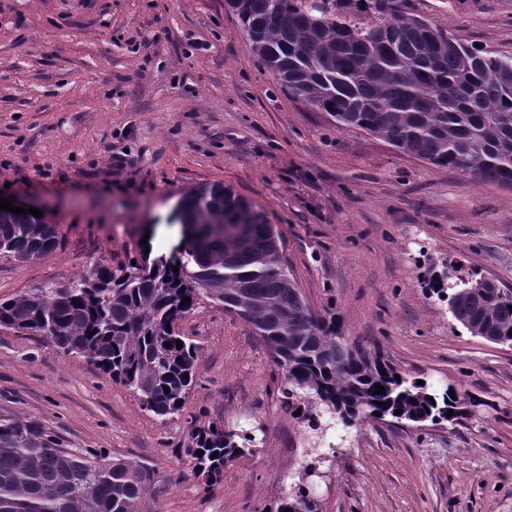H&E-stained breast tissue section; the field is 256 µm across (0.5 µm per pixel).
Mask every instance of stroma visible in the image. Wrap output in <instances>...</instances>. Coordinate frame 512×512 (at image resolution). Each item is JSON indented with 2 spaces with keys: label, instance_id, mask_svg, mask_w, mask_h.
Here are the masks:
<instances>
[{
  "label": "stroma",
  "instance_id": "1",
  "mask_svg": "<svg viewBox=\"0 0 512 512\" xmlns=\"http://www.w3.org/2000/svg\"><path fill=\"white\" fill-rule=\"evenodd\" d=\"M462 40L512 57V0H403ZM221 184L280 234L311 304L349 342L472 405L437 426L281 408L282 370L212 302L179 330L197 384L164 417L87 358L0 329V419L35 420L71 451L145 466L138 512H269L318 463V512H512V347L471 335L424 276L455 264L512 288V189L472 182L291 99L225 0H0V198L42 212L60 243L0 258V298L139 258L182 193ZM217 424L254 453L206 486L183 449Z\"/></svg>",
  "mask_w": 512,
  "mask_h": 512
}]
</instances>
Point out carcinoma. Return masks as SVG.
I'll return each instance as SVG.
<instances>
[{"mask_svg":"<svg viewBox=\"0 0 512 512\" xmlns=\"http://www.w3.org/2000/svg\"><path fill=\"white\" fill-rule=\"evenodd\" d=\"M398 2L238 0L235 15L282 90L327 113L336 128H358L475 182L512 189V58L451 32L435 43L429 30L441 28ZM177 215L187 242L179 254L152 259L143 251L135 264L116 267L101 260L78 279L0 300V328L81 351L145 409L166 416L182 406L197 359L176 325L208 300L260 337L284 371L288 415L313 431L325 413L347 425L382 418L437 425L465 415L466 393L456 389L452 398L448 387L419 385L360 343L350 352L336 313L300 307L302 291L272 226L231 188H192ZM57 244L52 225L0 213V257L23 262ZM483 280L475 272L454 281L430 273L423 287L466 331L479 327L490 342L512 344V289L478 286ZM377 383L384 393H375ZM253 446L254 437L213 424L193 433L184 453L197 476L216 483ZM148 479L133 462L64 449L38 422L0 419V512H137ZM287 508L317 512L301 485L272 512Z\"/></svg>","mask_w":512,"mask_h":512,"instance_id":"obj_1","label":"carcinoma"}]
</instances>
